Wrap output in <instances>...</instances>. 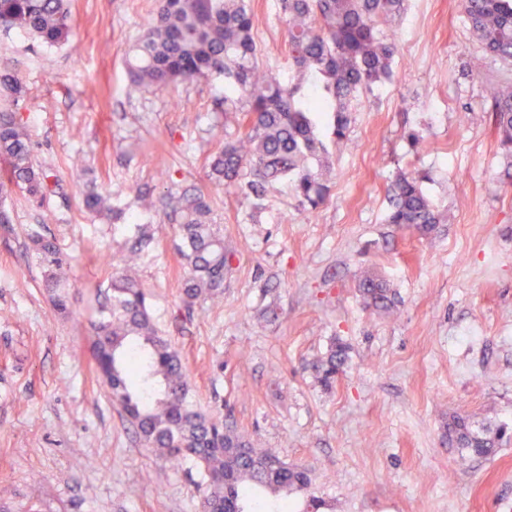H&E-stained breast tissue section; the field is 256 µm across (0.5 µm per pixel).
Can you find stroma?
I'll return each instance as SVG.
<instances>
[{"instance_id": "35a3bbf8", "label": "stroma", "mask_w": 512, "mask_h": 512, "mask_svg": "<svg viewBox=\"0 0 512 512\" xmlns=\"http://www.w3.org/2000/svg\"><path fill=\"white\" fill-rule=\"evenodd\" d=\"M74 32L46 48L0 35V67L26 95L17 111L50 176L39 203L0 196V512H200L202 478L148 447L109 396L90 354L99 302L131 273L160 336L178 352L198 409L253 447L308 469L324 512H512V156L500 146L484 55L458 0H406L388 32L391 80L363 98L342 144L326 139L330 197L263 198L209 179L225 123L224 78L130 90L126 61L155 0H71ZM259 59L289 71L278 0H251ZM480 60L472 70V60ZM423 137L412 148L409 132ZM429 173L444 217L428 237L386 223L397 171ZM93 185L123 209L90 215ZM203 193L224 237V298L186 307L189 266L169 196ZM152 234L131 269L118 257ZM52 238L68 310H55L29 238ZM372 271L396 311L365 308ZM345 346L332 384L321 365ZM507 429L496 454L459 465L444 425Z\"/></svg>"}]
</instances>
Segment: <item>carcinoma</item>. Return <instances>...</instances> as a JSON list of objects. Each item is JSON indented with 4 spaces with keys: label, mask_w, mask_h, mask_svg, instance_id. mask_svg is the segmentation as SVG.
<instances>
[{
    "label": "carcinoma",
    "mask_w": 512,
    "mask_h": 512,
    "mask_svg": "<svg viewBox=\"0 0 512 512\" xmlns=\"http://www.w3.org/2000/svg\"><path fill=\"white\" fill-rule=\"evenodd\" d=\"M405 0H279L285 17L286 78L259 64L254 37L258 25L250 0H156L146 32L127 61L130 87L162 89L179 81L224 76V112H233L243 132L215 155L209 176L239 184L256 197L274 182L286 181L301 202L315 209L329 194L325 178L327 149L322 126L341 142L354 103L390 79L396 44L381 29L404 10ZM484 51L512 63V0H460ZM0 31L24 33L53 47L68 41L73 20L68 0H0ZM25 95L19 78L0 71V163L6 180L0 194L16 187L28 200L41 202L46 175L34 168L33 146L13 110ZM491 112L502 148L512 153V84L500 81ZM413 172L400 171L389 188L386 223L421 236L441 223ZM84 207L101 217H117L119 208L94 189ZM182 215L183 256L190 274L182 283L184 300L224 298V238L209 224L210 207L199 195L177 206ZM28 249L43 273V287L54 307L67 309L58 271L68 256L55 241L29 238ZM365 307L388 313L390 288L366 273L357 283ZM112 294L94 324L91 355L95 372L121 405L147 445L161 456L191 463L202 474L207 493L202 512H245L249 495L262 492L269 512H280L285 497L311 484L308 470L288 465L269 449L252 448L244 435L199 412L189 397L187 373L176 350L151 324L147 296L126 275L113 278ZM345 350L330 353L322 379L331 383ZM448 441L467 457L496 453L504 431L491 437L473 429L456 413L444 426Z\"/></svg>",
    "instance_id": "carcinoma-1"
}]
</instances>
